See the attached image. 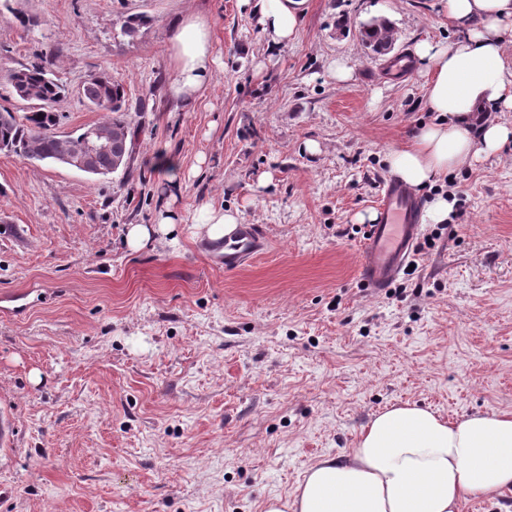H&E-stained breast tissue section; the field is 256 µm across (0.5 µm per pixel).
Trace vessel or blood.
Here are the masks:
<instances>
[{"instance_id":"obj_1","label":"vessel or blood","mask_w":512,"mask_h":512,"mask_svg":"<svg viewBox=\"0 0 512 512\" xmlns=\"http://www.w3.org/2000/svg\"><path fill=\"white\" fill-rule=\"evenodd\" d=\"M422 202L399 179L385 180L377 220L367 230L360 248L359 277L374 292L390 288L413 256L421 235ZM263 235L257 225H239L233 238L221 242L224 268L238 269L257 254Z\"/></svg>"}]
</instances>
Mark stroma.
<instances>
[{"instance_id": "obj_1", "label": "stroma", "mask_w": 512, "mask_h": 512, "mask_svg": "<svg viewBox=\"0 0 512 512\" xmlns=\"http://www.w3.org/2000/svg\"><path fill=\"white\" fill-rule=\"evenodd\" d=\"M187 13L217 58L192 111L167 90ZM373 19L388 53L359 37ZM458 36L445 0H309L274 47L243 0H0V108L24 116L7 76L48 61L60 131L102 120L98 73L135 131L106 177L0 152V512H262L387 406L512 413V145L418 190L452 211L396 290L358 278L386 156L436 118L414 47ZM209 202L266 236L238 271L194 223ZM165 206L184 224L131 251Z\"/></svg>"}]
</instances>
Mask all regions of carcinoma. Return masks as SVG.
Segmentation results:
<instances>
[{"instance_id":"1","label":"carcinoma","mask_w":512,"mask_h":512,"mask_svg":"<svg viewBox=\"0 0 512 512\" xmlns=\"http://www.w3.org/2000/svg\"><path fill=\"white\" fill-rule=\"evenodd\" d=\"M361 37L378 52L389 48L390 30L383 23L367 22L361 26ZM11 89L21 88L34 93L39 106L30 108L23 118H17L7 109L0 110V151L12 153L32 162H58L64 155L81 148L88 132L94 128L108 131L122 128L126 132L125 145H132L134 130L127 120L129 105L122 83L109 77L91 78L82 86V96L89 106L107 113L102 122L81 128V132L59 133L60 116L55 109L64 94L63 86L49 68L36 63L10 72ZM112 173V153L95 157L88 174L106 176Z\"/></svg>"}]
</instances>
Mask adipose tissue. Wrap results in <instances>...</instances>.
<instances>
[{
    "instance_id": "adipose-tissue-1",
    "label": "adipose tissue",
    "mask_w": 512,
    "mask_h": 512,
    "mask_svg": "<svg viewBox=\"0 0 512 512\" xmlns=\"http://www.w3.org/2000/svg\"><path fill=\"white\" fill-rule=\"evenodd\" d=\"M307 0H254L262 32L275 45L297 39ZM449 19L463 32L448 44L420 41L426 101L435 123L421 127L386 160L400 178L423 188L448 173L497 153L512 141V60L502 33L512 26V0H447ZM174 73L168 92L192 110L203 98L212 67L210 20L186 14L166 34ZM512 491V413L448 419L414 403L374 416L354 446L312 464L292 501L269 498L263 512H460L469 498Z\"/></svg>"
}]
</instances>
